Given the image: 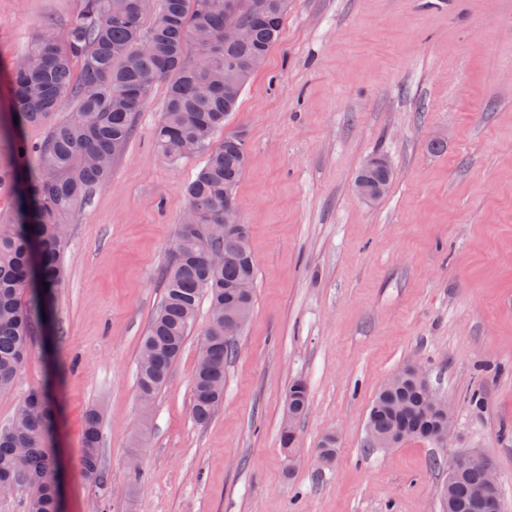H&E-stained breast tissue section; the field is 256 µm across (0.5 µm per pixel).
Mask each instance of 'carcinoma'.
I'll return each mask as SVG.
<instances>
[{
	"instance_id": "cac0c4a2",
	"label": "carcinoma",
	"mask_w": 512,
	"mask_h": 512,
	"mask_svg": "<svg viewBox=\"0 0 512 512\" xmlns=\"http://www.w3.org/2000/svg\"><path fill=\"white\" fill-rule=\"evenodd\" d=\"M150 0H83L80 17L65 31L46 26L14 65L10 156L0 165V192L16 199L12 217H0V390L11 387L24 363L35 324L49 318L55 289L67 277L63 248L70 228L66 216L92 189L112 175V165L132 136L134 118L159 83L167 86L154 139L170 162L207 152L204 166L187 188L188 206L200 223L180 224L163 270L164 296L143 336L137 358L139 394L149 398L167 381L192 329L202 296L210 300L212 322L193 376L191 412L198 423L212 417L224 397V368L237 352L236 337L224 336L222 313L232 309L250 320L255 265L247 241L224 235V209L246 165V146L237 133L208 149L209 141L239 98L253 71L280 40L288 0H162L148 28L143 21ZM248 28L242 43H224V25ZM195 54H190V51ZM81 64L79 76L74 67ZM74 111L38 145L20 133L40 124L63 100ZM390 178L381 158L359 176L365 193L379 196ZM384 384L371 405L369 446L396 437L437 444L448 428V406L432 414L431 386L401 371ZM308 389L297 380L288 389L280 443L292 454L296 421L306 412ZM54 406L39 393L26 397L10 422L0 425V487L30 490L28 512H55L50 468ZM102 416L88 410L83 419L80 466L103 479ZM336 437L329 434L317 458L330 464ZM486 470L467 467L444 482L440 498L446 512H484Z\"/></svg>"
}]
</instances>
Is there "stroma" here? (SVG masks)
<instances>
[{
    "label": "stroma",
    "mask_w": 512,
    "mask_h": 512,
    "mask_svg": "<svg viewBox=\"0 0 512 512\" xmlns=\"http://www.w3.org/2000/svg\"><path fill=\"white\" fill-rule=\"evenodd\" d=\"M82 5L0 0V132L15 62ZM165 96V84L152 89L111 177L69 216L67 280L0 391V425L30 390L52 396L63 512H444L441 483L466 448L494 463L512 512V0H288L280 40L210 142L246 133L234 193L256 279L204 424L191 399L209 300L151 414L138 398L160 271L205 160L158 152ZM375 157L391 181L370 197L356 184ZM414 363L451 408L454 443L368 449L375 396ZM296 380L309 406L290 463L279 433ZM92 407L100 482L80 466ZM330 433L326 466L313 450Z\"/></svg>",
    "instance_id": "1"
}]
</instances>
